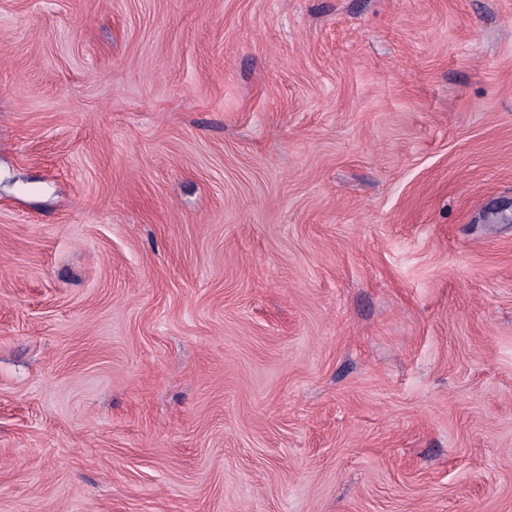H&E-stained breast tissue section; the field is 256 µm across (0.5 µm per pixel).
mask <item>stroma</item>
Returning a JSON list of instances; mask_svg holds the SVG:
<instances>
[{"label": "stroma", "mask_w": 512, "mask_h": 512, "mask_svg": "<svg viewBox=\"0 0 512 512\" xmlns=\"http://www.w3.org/2000/svg\"><path fill=\"white\" fill-rule=\"evenodd\" d=\"M0 512H512V0H0Z\"/></svg>", "instance_id": "35a3bbf8"}]
</instances>
